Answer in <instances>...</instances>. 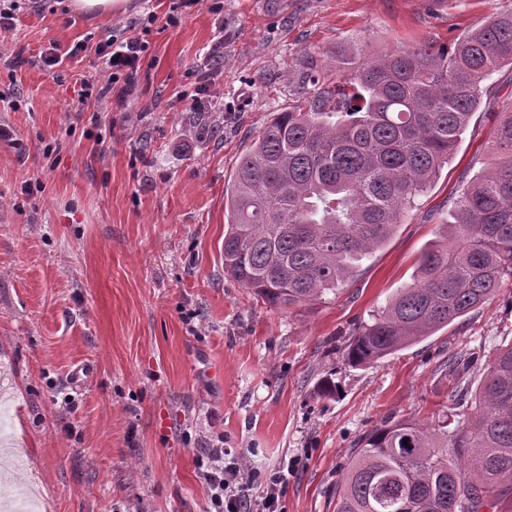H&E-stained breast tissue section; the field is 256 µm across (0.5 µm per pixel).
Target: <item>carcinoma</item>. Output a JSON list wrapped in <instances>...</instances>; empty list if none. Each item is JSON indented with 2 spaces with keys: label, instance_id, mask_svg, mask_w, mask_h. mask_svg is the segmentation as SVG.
I'll list each match as a JSON object with an SVG mask.
<instances>
[{
  "label": "carcinoma",
  "instance_id": "carcinoma-1",
  "mask_svg": "<svg viewBox=\"0 0 512 512\" xmlns=\"http://www.w3.org/2000/svg\"><path fill=\"white\" fill-rule=\"evenodd\" d=\"M512 66V10L453 47L371 59L336 55L360 89L336 109L327 88L278 112L226 187L224 272L271 306L334 295L384 245L452 157L480 106V83ZM495 161L420 253L414 283L355 330L354 366L405 349L512 281V113L494 126ZM474 413L390 417L363 436L336 486V512H512V342L488 360Z\"/></svg>",
  "mask_w": 512,
  "mask_h": 512
}]
</instances>
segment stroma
<instances>
[{"label": "stroma", "instance_id": "stroma-1", "mask_svg": "<svg viewBox=\"0 0 512 512\" xmlns=\"http://www.w3.org/2000/svg\"><path fill=\"white\" fill-rule=\"evenodd\" d=\"M19 9L0 34V512H208L201 461L254 490L287 472L280 512H334L357 439L390 416L463 420L484 367L512 331V283L433 336L362 366L344 349L397 289L484 167L512 68L481 82V105L439 178L387 244L322 301L270 306L224 272V188L309 70L326 87L340 47L368 55L447 46L512 0H128L87 16L68 0ZM154 13L128 92L94 52L126 18ZM83 50L53 70L50 45ZM92 85L79 106L83 82ZM207 94L191 109L183 91ZM469 362L458 400L443 361ZM332 385L320 393L322 381Z\"/></svg>", "mask_w": 512, "mask_h": 512}]
</instances>
